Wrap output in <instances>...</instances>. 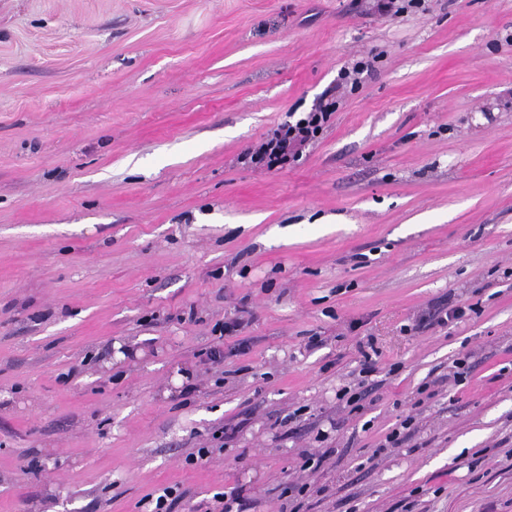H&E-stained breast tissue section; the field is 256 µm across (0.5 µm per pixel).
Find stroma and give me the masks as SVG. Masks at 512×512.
<instances>
[{
	"label": "stroma",
	"instance_id": "1",
	"mask_svg": "<svg viewBox=\"0 0 512 512\" xmlns=\"http://www.w3.org/2000/svg\"><path fill=\"white\" fill-rule=\"evenodd\" d=\"M323 97L299 161L251 163ZM303 483L512 512V0H0V512Z\"/></svg>",
	"mask_w": 512,
	"mask_h": 512
}]
</instances>
